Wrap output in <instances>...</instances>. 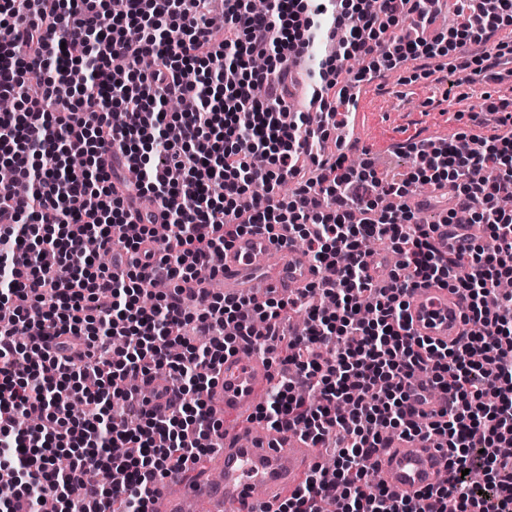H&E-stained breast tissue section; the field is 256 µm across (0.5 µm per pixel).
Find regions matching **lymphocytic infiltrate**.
I'll list each match as a JSON object with an SVG mask.
<instances>
[{
    "mask_svg": "<svg viewBox=\"0 0 512 512\" xmlns=\"http://www.w3.org/2000/svg\"><path fill=\"white\" fill-rule=\"evenodd\" d=\"M209 2L125 0L112 12L107 0H0V99L15 104L0 113V162L29 186L0 182V512H37L40 497L57 512H153L157 484L214 447L205 395L225 355L281 343L296 375L273 383L255 419L315 445L337 428L347 444L277 512H512V295L497 291L512 280V209L500 205L512 196V113L463 151L410 143L414 172L388 182L369 161L321 155L337 112L358 107L335 56L318 65L311 111L285 102L289 63L313 41L343 37L344 55L364 63L358 85L511 26L512 0H488L482 18L431 40V0H270L262 13L225 0L219 23ZM403 16L417 35L395 32ZM175 100L193 112L168 114ZM74 153L90 155L87 168L63 167ZM288 179L292 199H277ZM416 184L449 189L446 224L467 213L489 244L437 249L433 225L403 203ZM146 197L153 208L130 212ZM159 222L170 227L161 248ZM279 225L320 282L260 303L198 287L235 237ZM375 240L402 259L381 282L368 273ZM117 251L125 271L97 267ZM422 283L464 300L455 344L412 332L405 298ZM288 311L307 325L286 340ZM421 382L438 395L429 415L416 407ZM423 434L441 438L448 480L397 496L373 460L391 437Z\"/></svg>",
    "mask_w": 512,
    "mask_h": 512,
    "instance_id": "lymphocytic-infiltrate-1",
    "label": "lymphocytic infiltrate"
}]
</instances>
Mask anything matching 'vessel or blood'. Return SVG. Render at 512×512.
Returning <instances> with one entry per match:
<instances>
[{
  "mask_svg": "<svg viewBox=\"0 0 512 512\" xmlns=\"http://www.w3.org/2000/svg\"><path fill=\"white\" fill-rule=\"evenodd\" d=\"M279 262H272L273 253ZM216 265L228 297H252L257 289L283 296L296 294L321 278L303 248L287 228L276 234L256 229L240 235L225 248ZM416 335L453 343L463 333L465 304L445 288L422 285L406 297ZM271 369L255 351L226 356L211 391V405L219 419L253 414ZM443 455L435 439L396 438L376 460L378 478L392 492L412 497L438 481ZM315 462V450L295 430L269 431L239 447L225 436L222 452L208 461L222 470L221 483L203 480L194 470L171 472L155 494V512H184L186 500L208 499L212 512H275L277 505L302 482Z\"/></svg>",
  "mask_w": 512,
  "mask_h": 512,
  "instance_id": "vessel-or-blood-1",
  "label": "vessel or blood"
}]
</instances>
